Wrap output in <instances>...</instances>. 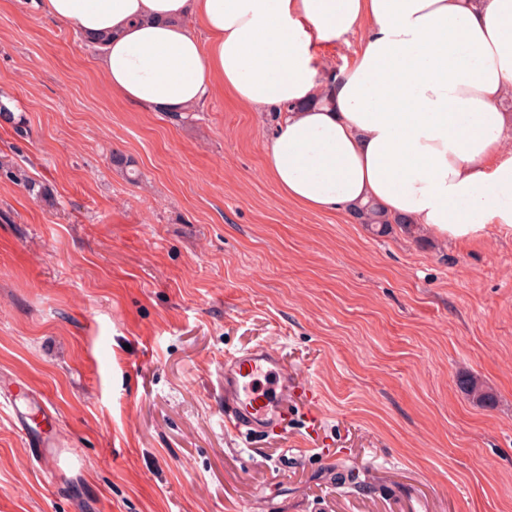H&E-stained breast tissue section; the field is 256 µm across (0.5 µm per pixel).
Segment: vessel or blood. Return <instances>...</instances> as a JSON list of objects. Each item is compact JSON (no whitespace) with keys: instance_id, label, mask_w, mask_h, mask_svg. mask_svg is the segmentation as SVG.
<instances>
[{"instance_id":"obj_1","label":"vessel or blood","mask_w":512,"mask_h":512,"mask_svg":"<svg viewBox=\"0 0 512 512\" xmlns=\"http://www.w3.org/2000/svg\"><path fill=\"white\" fill-rule=\"evenodd\" d=\"M290 369L280 351L257 344L235 351L224 359V427L247 445H255L272 434H287L288 423L294 413L297 395L308 401H317L315 389L308 384L290 381ZM28 402L37 404L38 414L22 411L14 395H6L10 416L25 436L34 461H42L45 438L40 421L51 420L52 414L43 405V397L30 392ZM79 457L70 448L60 449L48 472L53 479H64Z\"/></svg>"}]
</instances>
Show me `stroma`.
Instances as JSON below:
<instances>
[{
	"mask_svg": "<svg viewBox=\"0 0 512 512\" xmlns=\"http://www.w3.org/2000/svg\"><path fill=\"white\" fill-rule=\"evenodd\" d=\"M0 102L27 129L0 121V163L55 200L0 178V379L81 454L51 480L1 410L0 512H512V231L376 236L290 203L266 173L275 113L220 90L182 121L125 102L34 0H0ZM259 343L320 423L252 455L221 363ZM329 463L382 485L331 484Z\"/></svg>",
	"mask_w": 512,
	"mask_h": 512,
	"instance_id": "35a3bbf8",
	"label": "stroma"
}]
</instances>
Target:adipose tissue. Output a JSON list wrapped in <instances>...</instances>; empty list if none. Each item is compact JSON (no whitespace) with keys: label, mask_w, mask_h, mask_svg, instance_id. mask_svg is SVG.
Returning a JSON list of instances; mask_svg holds the SVG:
<instances>
[{"label":"adipose tissue","mask_w":512,"mask_h":512,"mask_svg":"<svg viewBox=\"0 0 512 512\" xmlns=\"http://www.w3.org/2000/svg\"><path fill=\"white\" fill-rule=\"evenodd\" d=\"M102 39L114 94L179 112L224 88L278 116L267 172L288 201L456 241L512 229V0H41ZM365 35L335 83L319 46Z\"/></svg>","instance_id":"adipose-tissue-1"}]
</instances>
